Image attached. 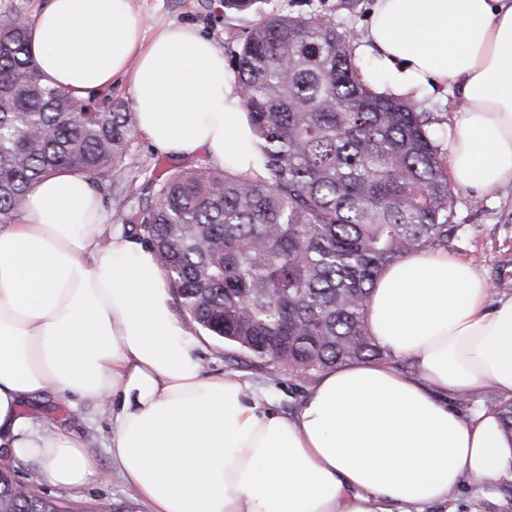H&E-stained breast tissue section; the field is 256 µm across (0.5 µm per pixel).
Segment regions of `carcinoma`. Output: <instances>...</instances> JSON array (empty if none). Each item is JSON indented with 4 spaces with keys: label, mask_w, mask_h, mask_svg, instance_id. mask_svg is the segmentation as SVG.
<instances>
[{
    "label": "carcinoma",
    "mask_w": 512,
    "mask_h": 512,
    "mask_svg": "<svg viewBox=\"0 0 512 512\" xmlns=\"http://www.w3.org/2000/svg\"><path fill=\"white\" fill-rule=\"evenodd\" d=\"M355 40L315 13L258 22L229 67L264 175L166 168L126 220L183 313L242 354L302 375L392 359L366 326L371 289L398 260L448 248L453 231L430 114L363 83ZM136 133L133 104L44 84L20 9L0 4V224L55 171L81 170L118 196ZM495 410L512 438V399ZM0 512L60 507L1 471Z\"/></svg>",
    "instance_id": "1"
}]
</instances>
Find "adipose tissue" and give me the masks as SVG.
<instances>
[{
    "instance_id": "ef3b65f1",
    "label": "adipose tissue",
    "mask_w": 512,
    "mask_h": 512,
    "mask_svg": "<svg viewBox=\"0 0 512 512\" xmlns=\"http://www.w3.org/2000/svg\"><path fill=\"white\" fill-rule=\"evenodd\" d=\"M28 32L45 81L74 97L125 80L159 153L262 174L224 53L195 29L148 40L129 0H49ZM356 51L377 59L379 94L456 85L451 183L484 193L512 182V0H374ZM488 296L448 252L399 260L377 279L366 322L417 376L341 365L286 416L203 371L152 250L108 223L86 174L54 173L0 224V447L51 485L88 483L83 437L23 411L52 391L107 404L108 452L151 512H419L465 480L512 481L497 414L465 419L447 401L486 386L512 399V296Z\"/></svg>"
}]
</instances>
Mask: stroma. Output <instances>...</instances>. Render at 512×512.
Masks as SVG:
<instances>
[{
    "instance_id": "1",
    "label": "stroma",
    "mask_w": 512,
    "mask_h": 512,
    "mask_svg": "<svg viewBox=\"0 0 512 512\" xmlns=\"http://www.w3.org/2000/svg\"><path fill=\"white\" fill-rule=\"evenodd\" d=\"M372 0H258L253 11L239 14L226 10L221 0H130L146 36L164 27L190 26L211 39L224 52L237 50L247 31L272 13H317L332 20L337 30L354 29L364 33ZM417 109L431 113L432 126L441 149H448L454 134L453 113L460 105L455 92H435L416 101ZM157 154L143 137L136 136L125 158L131 185L121 198L112 200L108 216H117L138 206L140 188L151 172ZM451 223L455 227L448 242L450 254L467 260L490 285L489 304L512 296V183L489 193L455 187ZM197 341L194 354L205 372L238 376L260 395L270 398L283 414H294L315 377H301L288 369L245 358L237 349L223 344L203 331L189 317L181 319ZM38 418L58 421L67 429L84 435L93 454L98 473L79 489L48 484L39 466L16 463V478L31 491L51 498L66 512H150V507L135 495L120 477L107 452L112 422L107 407L82 402L69 406L46 398L33 407ZM423 512H512V494L503 488L488 489L465 482L443 503L424 506Z\"/></svg>"
}]
</instances>
